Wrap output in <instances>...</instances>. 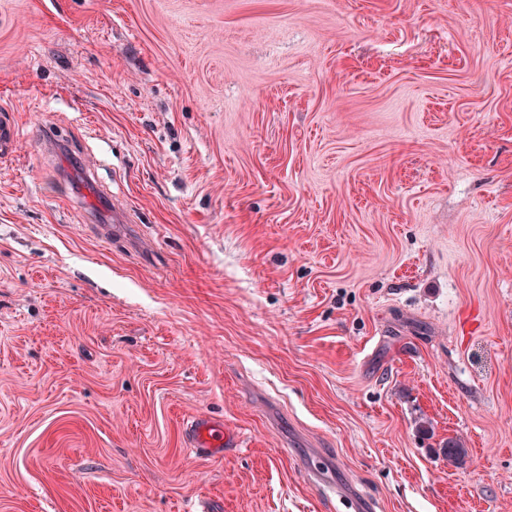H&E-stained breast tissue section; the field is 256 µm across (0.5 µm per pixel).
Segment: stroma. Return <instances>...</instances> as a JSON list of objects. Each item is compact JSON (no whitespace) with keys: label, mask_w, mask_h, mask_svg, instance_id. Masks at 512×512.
<instances>
[{"label":"stroma","mask_w":512,"mask_h":512,"mask_svg":"<svg viewBox=\"0 0 512 512\" xmlns=\"http://www.w3.org/2000/svg\"><path fill=\"white\" fill-rule=\"evenodd\" d=\"M2 106L0 512H512V0H0ZM0 112V154L4 156L12 151L18 131L11 111L3 108ZM185 445L189 453L211 456L219 448L240 447V437L221 423L203 418H192L183 424Z\"/></svg>","instance_id":"obj_1"}]
</instances>
